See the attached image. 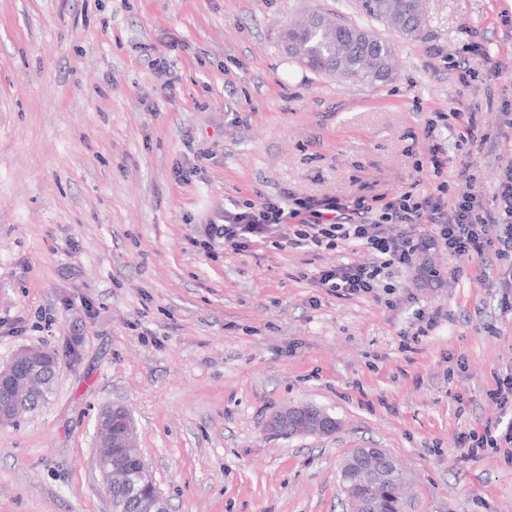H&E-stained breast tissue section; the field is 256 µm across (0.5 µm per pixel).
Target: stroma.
<instances>
[{
  "label": "stroma",
  "instance_id": "35a3bbf8",
  "mask_svg": "<svg viewBox=\"0 0 512 512\" xmlns=\"http://www.w3.org/2000/svg\"><path fill=\"white\" fill-rule=\"evenodd\" d=\"M423 11L420 40L372 22L395 64L372 83L281 47L314 12L360 22L358 0H0V362L64 353L47 400L0 427V512H110L95 425L116 403L169 512H346L340 466L357 448L399 462L407 512H512V458L459 444L512 427L487 396L512 379L504 261L457 275L439 245L389 300L346 299L310 276L365 251L208 234L247 203H281L296 224L300 201L377 210L426 191L439 112L478 113L482 149L435 134L452 192L492 207L512 165V0ZM473 42L498 79L464 78ZM467 159L471 185L456 177ZM422 315L438 321L419 338ZM306 404L335 432L268 430Z\"/></svg>",
  "mask_w": 512,
  "mask_h": 512
}]
</instances>
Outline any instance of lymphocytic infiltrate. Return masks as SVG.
Returning a JSON list of instances; mask_svg holds the SVG:
<instances>
[{
	"label": "lymphocytic infiltrate",
	"instance_id": "f902f5d3",
	"mask_svg": "<svg viewBox=\"0 0 512 512\" xmlns=\"http://www.w3.org/2000/svg\"><path fill=\"white\" fill-rule=\"evenodd\" d=\"M333 216L312 211L310 219L290 226V244L334 248L354 243L367 251L365 261L352 260L319 270L313 277L316 287L339 297L392 291L394 270L412 266L417 257L443 244L453 259L473 261L492 252L499 258L512 257V168L498 179L494 209H486L475 196L450 194L447 182L434 183L430 192L404 191L384 203L378 218L354 217L347 205L338 204ZM283 207L273 203L246 204L225 211L223 223L213 225L211 235L221 236L225 244L241 248L252 238L263 236L273 226L285 223ZM394 224L395 235L383 227ZM429 230L418 233L419 225Z\"/></svg>",
	"mask_w": 512,
	"mask_h": 512
}]
</instances>
